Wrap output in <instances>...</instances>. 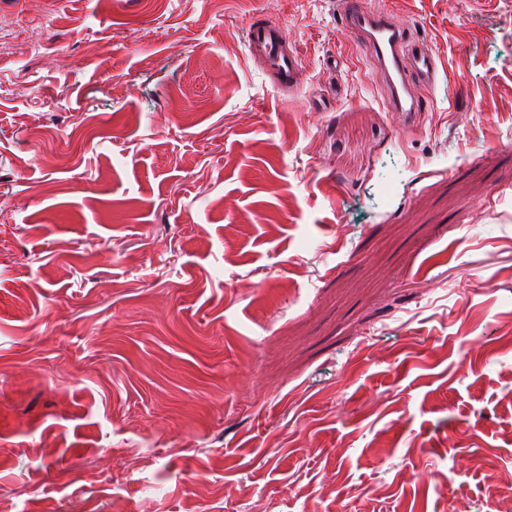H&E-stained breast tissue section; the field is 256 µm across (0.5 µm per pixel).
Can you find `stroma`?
<instances>
[{
    "label": "stroma",
    "instance_id": "obj_1",
    "mask_svg": "<svg viewBox=\"0 0 512 512\" xmlns=\"http://www.w3.org/2000/svg\"><path fill=\"white\" fill-rule=\"evenodd\" d=\"M342 2L0 0V512H496L512 0H367L410 128ZM365 4L344 2L340 20L356 41L369 49L373 63L384 72L390 112H401L405 125H411L422 112L421 100L409 91L411 78L415 76L433 85L438 73L437 60L428 45L412 41L409 29L397 23L389 12ZM407 54L412 57L410 71L403 64ZM251 57H264L272 83L284 95L300 84L303 62L288 42L279 24L268 17L257 18L246 27V43Z\"/></svg>",
    "mask_w": 512,
    "mask_h": 512
}]
</instances>
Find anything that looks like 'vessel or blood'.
<instances>
[{
	"label": "vessel or blood",
	"instance_id": "vessel-or-blood-1",
	"mask_svg": "<svg viewBox=\"0 0 512 512\" xmlns=\"http://www.w3.org/2000/svg\"><path fill=\"white\" fill-rule=\"evenodd\" d=\"M339 17L356 41L368 48L376 67L384 72L390 111L402 113L405 124H413L422 103L410 92V81L416 78L434 84L438 63L433 52L427 44L413 41L408 29L389 12L367 6L364 0H345ZM245 46L250 56L266 59L267 72L281 93L296 90L303 62L279 24L267 17L253 20L246 27ZM407 58L412 61L408 67L403 64Z\"/></svg>",
	"mask_w": 512,
	"mask_h": 512
}]
</instances>
